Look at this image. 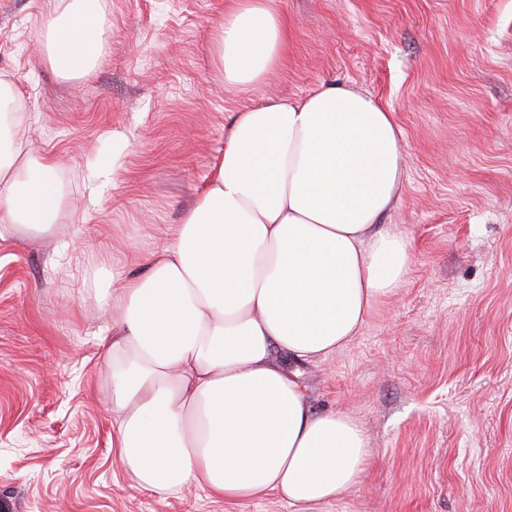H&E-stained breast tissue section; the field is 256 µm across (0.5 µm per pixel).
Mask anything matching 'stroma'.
I'll list each match as a JSON object with an SVG mask.
<instances>
[{"label":"stroma","mask_w":512,"mask_h":512,"mask_svg":"<svg viewBox=\"0 0 512 512\" xmlns=\"http://www.w3.org/2000/svg\"><path fill=\"white\" fill-rule=\"evenodd\" d=\"M230 2L105 0L102 60L67 80L39 37L58 0H0V79L75 212L46 236L0 223V512H291L134 485L112 446L110 317L83 284L180 222L231 113L324 82L394 112L407 178L388 221L412 253L360 336L300 367L313 408L370 443L331 512H512V0H277L287 52L246 93L213 61Z\"/></svg>","instance_id":"35a3bbf8"}]
</instances>
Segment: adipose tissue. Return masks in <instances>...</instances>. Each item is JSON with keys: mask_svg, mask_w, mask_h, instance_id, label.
Instances as JSON below:
<instances>
[{"mask_svg": "<svg viewBox=\"0 0 512 512\" xmlns=\"http://www.w3.org/2000/svg\"><path fill=\"white\" fill-rule=\"evenodd\" d=\"M111 31L102 0H60L40 41L56 72L77 79ZM287 46L275 0H234L214 57L225 85L245 93ZM400 142L394 112L353 86L268 97L231 119L213 176L143 269L88 280L112 311L115 446L137 487L274 494L293 512H325L362 481L364 428L314 410L298 367L348 346L408 277L407 236L385 221L405 178ZM55 171L15 116L0 222L41 233L71 221Z\"/></svg>", "mask_w": 512, "mask_h": 512, "instance_id": "adipose-tissue-1", "label": "adipose tissue"}]
</instances>
